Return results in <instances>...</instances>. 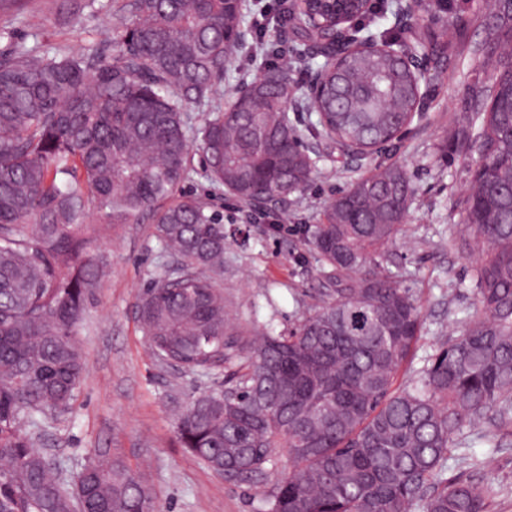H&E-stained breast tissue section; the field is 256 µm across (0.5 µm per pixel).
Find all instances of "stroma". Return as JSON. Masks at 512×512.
<instances>
[{"instance_id": "obj_1", "label": "stroma", "mask_w": 512, "mask_h": 512, "mask_svg": "<svg viewBox=\"0 0 512 512\" xmlns=\"http://www.w3.org/2000/svg\"><path fill=\"white\" fill-rule=\"evenodd\" d=\"M112 14L88 9L69 22L44 0H27L17 14L0 11V29H11L27 46L97 49L105 43ZM422 112L379 159H357L322 141L311 142L316 171L310 183L278 202L289 227L278 232L252 218L250 207L226 198L201 177L183 183V192L208 199L224 213V304L231 332L285 333L302 312L322 299L323 276L313 251L294 225L311 227L324 219L339 190L376 161L404 166L416 198L394 248L381 260L423 308V332L413 354L423 367L440 345L456 336L474 312L470 279L475 251L450 247L466 235L460 221L470 173L462 162L463 140H449L465 126L467 101L478 86L471 77L446 71L421 85ZM447 152H440V141ZM97 249L107 267L77 336L86 371L67 411L35 434L37 449L68 471L86 463L92 450L120 459L150 486L158 512H254L261 480H228L181 448L175 419L196 393L220 387L223 374H184L152 360L138 320L136 298L170 262L149 223L120 225ZM494 456L487 481L500 488L492 512H512V446L494 449L489 432L455 437L446 474L468 477L478 461Z\"/></svg>"}]
</instances>
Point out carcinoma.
I'll list each match as a JSON object with an SVG mask.
<instances>
[{"instance_id": "carcinoma-1", "label": "carcinoma", "mask_w": 512, "mask_h": 512, "mask_svg": "<svg viewBox=\"0 0 512 512\" xmlns=\"http://www.w3.org/2000/svg\"><path fill=\"white\" fill-rule=\"evenodd\" d=\"M98 0H52L72 20ZM419 0L427 24L408 36L374 33L399 53L350 50L235 83L228 69L244 22L240 0H111L112 56L42 50L13 40L0 51V512H156L149 486L115 458L92 456L70 474L34 447L32 428L71 405L86 370L75 341L105 273L95 243L148 218L176 266L138 297L151 358L212 372L239 346L224 311V216L178 193L194 172L193 111L203 177L245 205L282 200L311 180L305 139L363 158L398 139L421 104L402 58L432 47L435 68L457 50L433 24L471 0ZM368 12L367 0H288L281 27L304 40ZM483 36L468 72L491 70L470 102L476 147L462 223L482 243L471 269L474 315L403 386L397 377L422 333L417 301L377 257L402 234L414 199L405 170L380 163L331 199L306 231L325 299L286 335L246 341V365L224 388L194 395L175 421L181 447L229 480L265 478L272 452L288 467L258 494L257 512H490L494 488L475 474L448 478L453 438L496 427L512 445V12L478 7ZM228 85L225 99L217 92ZM302 93L315 114L300 127L286 106ZM108 223H87L90 207Z\"/></svg>"}]
</instances>
